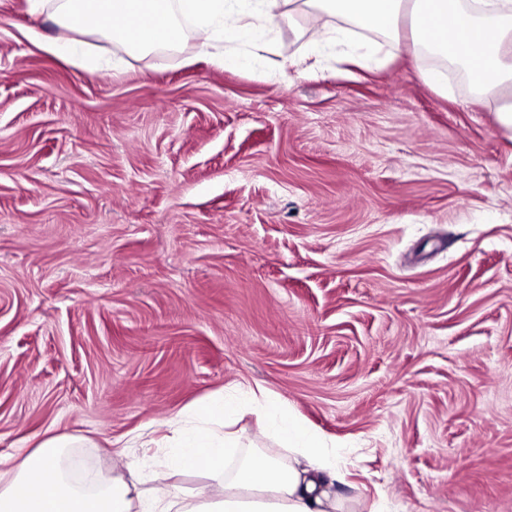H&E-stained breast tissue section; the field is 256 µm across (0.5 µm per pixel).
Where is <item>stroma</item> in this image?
I'll return each instance as SVG.
<instances>
[{"label": "stroma", "mask_w": 512, "mask_h": 512, "mask_svg": "<svg viewBox=\"0 0 512 512\" xmlns=\"http://www.w3.org/2000/svg\"><path fill=\"white\" fill-rule=\"evenodd\" d=\"M0 0V456L83 478L181 409L262 386L331 445L343 512H512V133L410 45L366 71L304 18L227 69L186 34L98 66ZM253 411L232 430L287 459Z\"/></svg>", "instance_id": "35a3bbf8"}]
</instances>
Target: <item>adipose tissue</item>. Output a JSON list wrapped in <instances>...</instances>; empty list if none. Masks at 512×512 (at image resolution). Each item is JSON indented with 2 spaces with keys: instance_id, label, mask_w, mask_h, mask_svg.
<instances>
[{
  "instance_id": "obj_1",
  "label": "adipose tissue",
  "mask_w": 512,
  "mask_h": 512,
  "mask_svg": "<svg viewBox=\"0 0 512 512\" xmlns=\"http://www.w3.org/2000/svg\"><path fill=\"white\" fill-rule=\"evenodd\" d=\"M57 33L49 46L70 51L71 32L98 34L132 54L173 49L184 37L183 20L195 21L202 45L223 38L220 63L242 66L265 48L264 34L294 13H303L313 32L311 57L349 47L354 36L391 47L411 41L419 54L460 65L480 97L495 102L496 120L512 132V0H51ZM336 26L324 27L327 17ZM269 427L291 449L283 462L244 454L234 469L226 457L234 440L221 430L237 405L215 393L173 420L170 464L206 471L212 483L194 495L170 485L160 494L140 490L131 461L106 459L110 478L71 480L61 461L73 440L46 437L32 452L0 463V512H338L332 490L338 475L311 433L286 401L265 399ZM35 472L39 482L27 481Z\"/></svg>"
}]
</instances>
